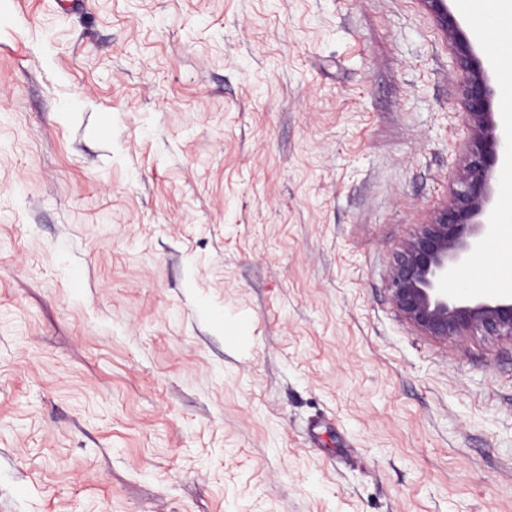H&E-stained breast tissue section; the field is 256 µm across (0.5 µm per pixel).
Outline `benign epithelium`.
Instances as JSON below:
<instances>
[{"instance_id": "obj_1", "label": "benign epithelium", "mask_w": 512, "mask_h": 512, "mask_svg": "<svg viewBox=\"0 0 512 512\" xmlns=\"http://www.w3.org/2000/svg\"><path fill=\"white\" fill-rule=\"evenodd\" d=\"M448 2L421 0L449 39L462 75L463 117L470 130L465 165L449 203L399 245L389 290L401 315L426 336L445 341L475 334L512 337V294L457 297L448 292L449 279L496 226L492 186L507 150L487 68Z\"/></svg>"}]
</instances>
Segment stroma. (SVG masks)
<instances>
[{"label":"stroma","mask_w":512,"mask_h":512,"mask_svg":"<svg viewBox=\"0 0 512 512\" xmlns=\"http://www.w3.org/2000/svg\"><path fill=\"white\" fill-rule=\"evenodd\" d=\"M460 84L420 0H0V512H512V341L388 290Z\"/></svg>","instance_id":"35a3bbf8"}]
</instances>
